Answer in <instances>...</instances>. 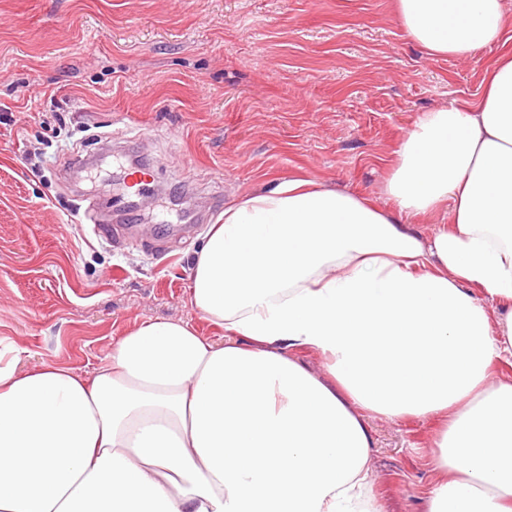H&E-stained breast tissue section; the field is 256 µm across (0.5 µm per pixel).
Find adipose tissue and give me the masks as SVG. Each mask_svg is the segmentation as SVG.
Masks as SVG:
<instances>
[{"mask_svg":"<svg viewBox=\"0 0 512 512\" xmlns=\"http://www.w3.org/2000/svg\"><path fill=\"white\" fill-rule=\"evenodd\" d=\"M392 6L463 60L508 3ZM394 155L390 210L299 178L225 207L189 282L226 343L149 321L89 377L0 361V512H383L369 413L438 420L425 512H512V50ZM444 206L430 236L401 224Z\"/></svg>","mask_w":512,"mask_h":512,"instance_id":"adipose-tissue-1","label":"adipose tissue"}]
</instances>
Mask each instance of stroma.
I'll return each mask as SVG.
<instances>
[{
  "mask_svg": "<svg viewBox=\"0 0 512 512\" xmlns=\"http://www.w3.org/2000/svg\"><path fill=\"white\" fill-rule=\"evenodd\" d=\"M497 54L427 56L392 0H0V352L88 374L147 321L223 342L188 275L225 205L308 176L390 207L404 133L475 101ZM116 132L155 173L140 194L110 157ZM87 192L126 240L87 235ZM368 424L374 495L423 512L436 422Z\"/></svg>",
  "mask_w": 512,
  "mask_h": 512,
  "instance_id": "1",
  "label": "stroma"
}]
</instances>
